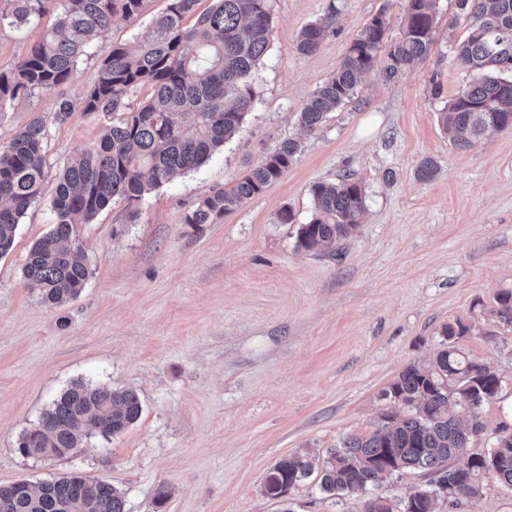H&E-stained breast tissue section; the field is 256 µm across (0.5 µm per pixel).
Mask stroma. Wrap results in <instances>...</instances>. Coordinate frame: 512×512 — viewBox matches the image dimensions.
Segmentation results:
<instances>
[{"instance_id":"1","label":"stroma","mask_w":512,"mask_h":512,"mask_svg":"<svg viewBox=\"0 0 512 512\" xmlns=\"http://www.w3.org/2000/svg\"><path fill=\"white\" fill-rule=\"evenodd\" d=\"M168 4L145 0L67 83L15 101L0 143L43 118L47 167L57 175L108 123L78 105L98 63L113 43L136 48ZM332 7L335 33L299 54L300 31ZM379 13L397 36L404 0H272L271 47L252 74L257 99L244 125L199 169L82 225L90 276L64 306L42 303L23 277L29 248L54 222L49 198L28 209L12 252L0 257V484L76 471L122 490L126 512H364L368 497L398 500L427 487L428 475L410 471L335 498L321 492L317 469L344 438L399 412L385 390L406 366L428 363L442 327L459 320L470 330L457 346L501 380L470 450L512 432V326L493 315L497 294L512 290V128L462 150L438 120L472 78L454 53L469 26L457 0H439L426 59L395 81L367 74L315 134L295 122ZM55 21L50 11L23 29H0V72ZM65 102L73 109L63 117ZM288 137L302 150L278 181L215 223H184L213 188L233 185ZM426 159L437 172L423 181ZM347 174L366 195L361 224L338 243L303 250L298 229L314 212L312 186ZM285 209L293 223H280ZM76 380L134 390L139 419L72 457L22 456L18 436ZM304 449L314 472L285 498L267 497L274 465ZM482 484L478 497L441 512H512V490Z\"/></svg>"}]
</instances>
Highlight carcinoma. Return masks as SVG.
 Returning <instances> with one entry per match:
<instances>
[{
    "mask_svg": "<svg viewBox=\"0 0 512 512\" xmlns=\"http://www.w3.org/2000/svg\"><path fill=\"white\" fill-rule=\"evenodd\" d=\"M0 10V28L19 29L57 10L46 31L9 73H0V119L14 101L68 82L77 62L112 25L137 17L145 0H8ZM169 0L167 12L134 52L121 44L99 63L95 79L79 105L87 114L112 116V125L64 165L52 187V229L30 247L22 274L43 303L58 307L85 288L78 227L114 201L137 206L145 195L175 175L205 164L240 129L256 100L254 69L271 42V0ZM471 24L456 48V59L472 73L467 88L439 113L456 146L466 149L489 129L512 128V0H458ZM437 0H406L400 36L386 39L382 14L371 18L350 44L339 68L308 97L297 123L313 134L327 114L354 94L361 79L376 71L397 79L414 61L426 58L434 43ZM194 18V23L185 21ZM331 9L305 26L296 49L317 52L336 32ZM150 94L137 107L131 95ZM47 127L35 119L0 145V256L14 247L21 218L47 188ZM301 150L293 138L282 140L233 186L217 187L183 219L212 224L243 201L261 194L294 163ZM314 214L298 231L299 246L315 251L355 231L366 200L361 185L345 178L311 188ZM499 322L512 325V292L496 298ZM470 327L461 321L441 331L440 349L428 365H410L385 396L408 409L386 415L372 431L348 436L324 461L320 489L331 496L364 490L408 470L432 476L430 486L408 492L398 503L383 498L366 502L365 512H438L439 502L473 498L481 481L492 476L512 489V433L502 435L484 453L469 451L482 431L480 407L496 397L500 378L486 365L462 354L454 339ZM141 414L136 392L72 382L53 399L38 422L17 440L25 457L49 451L63 457L92 437L107 439L134 424ZM303 453L280 460L264 490L279 499L308 478ZM0 512H125L124 493L71 473L29 490L0 485Z\"/></svg>",
    "mask_w": 512,
    "mask_h": 512,
    "instance_id": "1",
    "label": "carcinoma"
}]
</instances>
